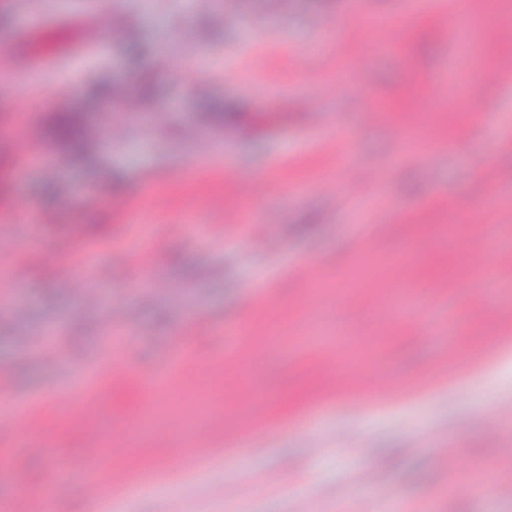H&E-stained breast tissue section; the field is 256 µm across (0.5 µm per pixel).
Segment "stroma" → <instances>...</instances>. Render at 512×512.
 I'll use <instances>...</instances> for the list:
<instances>
[{
    "label": "stroma",
    "instance_id": "obj_1",
    "mask_svg": "<svg viewBox=\"0 0 512 512\" xmlns=\"http://www.w3.org/2000/svg\"><path fill=\"white\" fill-rule=\"evenodd\" d=\"M352 2L0 0V372L19 398L111 360L131 374L8 450L0 512L53 482L59 451L71 476L52 512H90L81 472L114 447L136 455L142 489L113 512H294L301 492L310 512H512V0H472L468 33L447 22L456 0L410 20L403 0ZM32 14L46 25L28 28ZM382 37L395 56L375 54ZM133 39L150 49L136 61ZM61 111L103 136L60 145ZM28 251L40 263L14 273ZM403 292L431 320L381 314L378 296ZM48 331L81 362L31 357ZM179 341L198 369L172 396L212 405L191 431L212 459L199 476L170 415L137 432L154 410L139 378ZM351 343L362 370L397 380L389 398L322 378L323 356ZM451 450L463 469L443 465ZM281 472L297 486L274 484Z\"/></svg>",
    "mask_w": 512,
    "mask_h": 512
}]
</instances>
